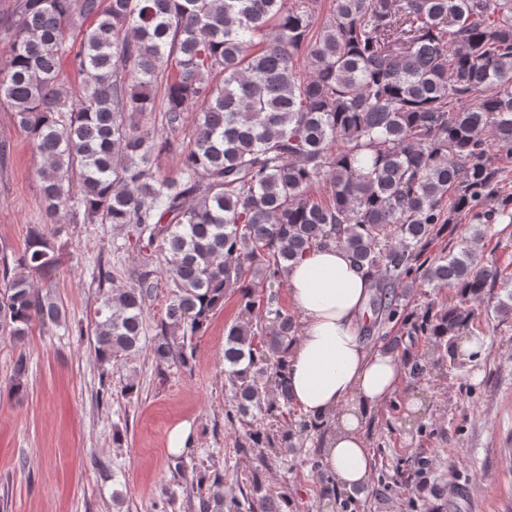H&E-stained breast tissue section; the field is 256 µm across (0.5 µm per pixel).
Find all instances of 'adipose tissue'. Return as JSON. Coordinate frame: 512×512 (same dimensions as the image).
<instances>
[{
  "instance_id": "obj_1",
  "label": "adipose tissue",
  "mask_w": 512,
  "mask_h": 512,
  "mask_svg": "<svg viewBox=\"0 0 512 512\" xmlns=\"http://www.w3.org/2000/svg\"><path fill=\"white\" fill-rule=\"evenodd\" d=\"M286 285L300 319L285 370L292 402L322 434L336 488L366 487L373 460L364 426L405 377L399 358L369 351L364 343L372 275L347 249L333 245L297 259Z\"/></svg>"
}]
</instances>
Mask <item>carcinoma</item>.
Here are the masks:
<instances>
[{
	"label": "carcinoma",
	"instance_id": "obj_1",
	"mask_svg": "<svg viewBox=\"0 0 512 512\" xmlns=\"http://www.w3.org/2000/svg\"><path fill=\"white\" fill-rule=\"evenodd\" d=\"M318 0H18L7 29L0 99L43 158L42 199L50 223L68 214L130 226L158 244L171 288L154 326L157 367L191 366L192 340L239 292L243 319L225 332L226 418L245 424L238 448H298L305 421H288L281 375L298 326L278 287L298 257L332 243L374 278L369 306L380 325L427 338L403 364L420 381L454 364L453 337L469 329L466 303L504 291L496 312L512 314V270L464 246L425 255L442 226L473 213L474 241L512 224L490 143L512 155V0H333L313 30ZM87 80L73 100L61 88L65 59ZM310 75L302 76L299 61ZM163 108L169 132L197 107L187 146L139 131L154 111L153 88L168 66ZM179 151L180 175L160 178L155 153ZM325 191L322 199L313 193ZM60 247L39 228L22 253L0 259V338L27 336L33 315L61 318L51 294L32 288ZM104 292L95 323L103 363L141 349L153 283ZM454 287L461 305L427 304L410 318L416 288ZM269 425L255 427L248 416ZM284 499L253 481L224 495L214 474L200 512H284Z\"/></svg>",
	"mask_w": 512,
	"mask_h": 512
}]
</instances>
